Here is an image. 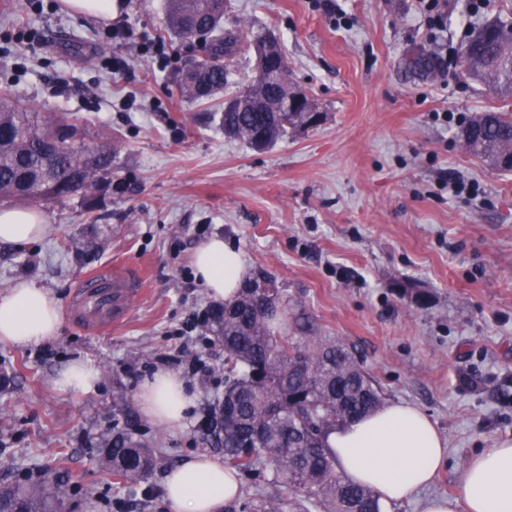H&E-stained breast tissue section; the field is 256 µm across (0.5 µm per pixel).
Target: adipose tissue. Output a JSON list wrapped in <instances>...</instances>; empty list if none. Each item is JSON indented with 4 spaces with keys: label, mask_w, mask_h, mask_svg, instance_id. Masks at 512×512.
<instances>
[{
    "label": "adipose tissue",
    "mask_w": 512,
    "mask_h": 512,
    "mask_svg": "<svg viewBox=\"0 0 512 512\" xmlns=\"http://www.w3.org/2000/svg\"><path fill=\"white\" fill-rule=\"evenodd\" d=\"M47 224L34 207L0 209V244L41 238ZM194 274L215 300L232 301L248 265L232 243L213 237L200 244ZM62 324L58 302L43 288L21 283L0 296V341L38 343L57 336ZM137 402L154 423L180 429L191 398L178 376L156 373L141 387ZM327 444L338 470L374 489L385 505L413 499L448 461V442L419 408L392 402L332 431ZM467 512H512V440L475 453L462 476ZM173 512H222L237 497L239 482L223 465L205 456L183 460L164 484Z\"/></svg>",
    "instance_id": "adipose-tissue-1"
}]
</instances>
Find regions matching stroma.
I'll return each mask as SVG.
<instances>
[{"instance_id": "obj_1", "label": "stroma", "mask_w": 512, "mask_h": 512, "mask_svg": "<svg viewBox=\"0 0 512 512\" xmlns=\"http://www.w3.org/2000/svg\"><path fill=\"white\" fill-rule=\"evenodd\" d=\"M164 0H127L138 42L163 38L166 54L116 44L107 21L61 0L0 5V90L43 114L69 112L87 145L112 149L111 180L91 192L41 199L45 235L0 245V294L21 282L48 290L63 312L58 335L31 345L0 341V485L51 465L75 486L65 512H152L167 471L211 454L196 428L218 392L212 378L172 364L188 316L213 306L196 280L194 249L219 236L250 274L272 276L287 302L288 335L343 344L384 401L425 412L448 442V464L428 492L461 497L473 454L512 439V171L468 153L465 120L512 111V97L462 74L459 48L483 23L512 18V0H447L429 25L422 0H229L224 25L275 39L288 79L320 122L257 149L225 136L218 112L255 76L242 47L223 94L199 103L173 94L201 55L199 39L166 26ZM82 46L74 54L73 46ZM436 59L423 71L414 58ZM126 65L112 71L113 58ZM472 185L449 194L448 179ZM122 265L144 273L126 323L101 333L69 312L86 273ZM99 370L95 388L56 387L74 361ZM183 375L193 404L182 429L141 412L137 394L157 372ZM119 428L155 444L147 482L105 480L103 436Z\"/></svg>"}]
</instances>
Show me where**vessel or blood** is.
<instances>
[{"label": "vessel or blood", "instance_id": "obj_1", "mask_svg": "<svg viewBox=\"0 0 512 512\" xmlns=\"http://www.w3.org/2000/svg\"><path fill=\"white\" fill-rule=\"evenodd\" d=\"M142 292L139 277L117 272L90 274L81 281L70 309L96 331L122 324Z\"/></svg>", "mask_w": 512, "mask_h": 512}]
</instances>
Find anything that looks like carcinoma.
Instances as JSON below:
<instances>
[{
  "label": "carcinoma",
  "mask_w": 512,
  "mask_h": 512,
  "mask_svg": "<svg viewBox=\"0 0 512 512\" xmlns=\"http://www.w3.org/2000/svg\"><path fill=\"white\" fill-rule=\"evenodd\" d=\"M168 29L197 36L205 52L176 82L189 101L207 100L228 84L232 58L244 42L241 30L224 29L221 0H165ZM463 74L504 96L512 95V38L460 47ZM256 104L222 111L224 133L255 147L274 144L299 126L292 112L273 106L298 92L276 82L254 89ZM0 202L67 197L87 192L112 174V150L88 148L77 139L71 117L45 116L18 95L0 92ZM468 152L484 161L512 151V113L481 112L465 126ZM261 293L247 283L230 303L209 310V331L224 349V392L215 399L205 434L224 468L255 480L261 491L237 498L224 512H381L378 494L338 471L327 446L330 432L382 405V393L349 350L327 336L303 342L276 324L287 302L274 280ZM156 449L119 429L104 439L99 464L109 479L138 484L156 463ZM58 484L0 486L5 512H61Z\"/></svg>",
  "instance_id": "cac0c4a2"
}]
</instances>
